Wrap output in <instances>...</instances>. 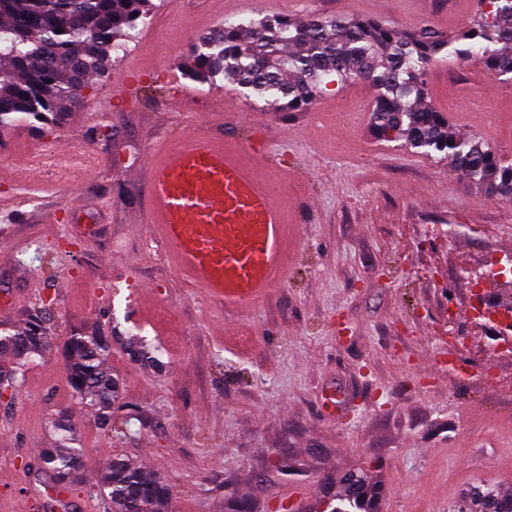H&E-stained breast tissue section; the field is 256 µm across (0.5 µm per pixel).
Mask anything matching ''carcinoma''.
<instances>
[{"mask_svg":"<svg viewBox=\"0 0 512 512\" xmlns=\"http://www.w3.org/2000/svg\"><path fill=\"white\" fill-rule=\"evenodd\" d=\"M156 8L154 0H0V128L53 123L108 70L111 54ZM449 58L473 62L512 84V0H479L472 23L451 37L342 17L228 23L198 38L179 68L196 82L222 75L266 108L290 112L311 108L324 84L366 82L375 90L369 118L375 139L446 161L487 193L512 201V160L476 135L452 131L448 118L425 101L430 66ZM52 306L49 299L22 327L0 330V397L15 392L32 365L59 350L75 403L108 429L120 388L108 366L112 344L157 368L163 366L162 351L121 332L111 319L58 337L50 324ZM46 427L54 442L44 449L42 464L58 493L81 478L84 450L67 413L51 414ZM96 485L111 512H170V484L122 456L103 460ZM381 488L380 477L354 472L325 496L336 503L332 512H371ZM458 510L512 512V494L474 486Z\"/></svg>","mask_w":512,"mask_h":512,"instance_id":"cac0c4a2","label":"carcinoma"}]
</instances>
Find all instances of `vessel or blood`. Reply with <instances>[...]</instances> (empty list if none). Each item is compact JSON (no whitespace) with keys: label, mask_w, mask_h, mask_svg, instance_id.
<instances>
[{"label":"vessel or blood","mask_w":512,"mask_h":512,"mask_svg":"<svg viewBox=\"0 0 512 512\" xmlns=\"http://www.w3.org/2000/svg\"><path fill=\"white\" fill-rule=\"evenodd\" d=\"M145 166L152 236L190 284L241 310L286 282V188L264 154L192 129L153 143Z\"/></svg>","instance_id":"vessel-or-blood-1"}]
</instances>
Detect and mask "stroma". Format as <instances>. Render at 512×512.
Here are the masks:
<instances>
[{
	"mask_svg": "<svg viewBox=\"0 0 512 512\" xmlns=\"http://www.w3.org/2000/svg\"><path fill=\"white\" fill-rule=\"evenodd\" d=\"M259 14L450 35L474 16L448 15L443 0H165L59 124L0 132L10 155L0 166V291L13 294L0 326L23 324L52 295L59 335L112 319L160 344L165 363L153 370L113 347L117 433L73 406L61 354L33 365L0 399V512H40L44 425L65 407L85 451L72 512H109L94 487L109 454L167 479L171 512H232L236 501L329 512L325 488L360 469L383 477L377 512H452L478 482L512 491V361L495 365L494 388L482 374L488 329L464 324V347H436L449 308H468L458 268L512 257V201L447 162L373 139L368 84L324 85L315 122L250 102L224 79L180 77L199 33ZM125 78L136 94L116 92ZM427 79L430 104L453 127L512 157V85L453 59ZM195 127L265 150L293 175L299 244L288 280L241 311L187 287L151 248L145 156ZM55 145L91 152V169L66 180L41 169V149ZM74 277L84 287L66 290Z\"/></svg>",
	"mask_w": 512,
	"mask_h": 512,
	"instance_id": "35a3bbf8",
	"label": "stroma"
}]
</instances>
